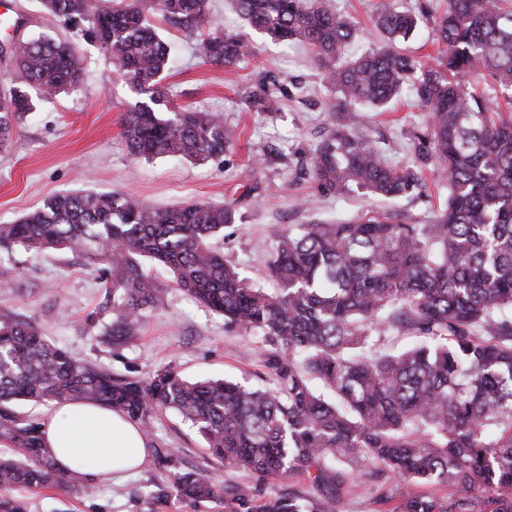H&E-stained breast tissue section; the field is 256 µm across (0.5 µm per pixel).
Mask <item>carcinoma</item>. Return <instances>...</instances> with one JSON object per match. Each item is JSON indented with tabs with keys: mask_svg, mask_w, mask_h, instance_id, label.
<instances>
[{
	"mask_svg": "<svg viewBox=\"0 0 512 512\" xmlns=\"http://www.w3.org/2000/svg\"><path fill=\"white\" fill-rule=\"evenodd\" d=\"M242 27L313 53L337 92L342 123L311 148L305 165L318 193L355 188L383 198L421 194L426 171L448 200L433 224L391 216L351 223L301 224L284 231L267 264L268 293L224 258L219 241L239 217L205 202L156 209L118 192L50 196L12 224L0 245L31 252L68 250L101 266L112 296V343L135 339L143 310L164 302L146 266L168 269L176 287L240 331L262 338L272 388L220 379L191 380L172 366L145 379L115 375L74 357L39 327L0 316V512H29L10 494L22 486L79 493L90 478L61 470L42 442L41 424L17 402L80 401L123 412L146 434L175 412L204 440L212 459L263 479L302 475L256 505L255 488L184 469L172 451L158 456L165 480L150 498L190 505L236 504L246 512H339L353 463L372 481L383 512H512V10L501 0H446L430 14L437 54L429 65L397 41L420 16L386 9L375 24L384 45L345 56L351 22L327 0H234ZM72 36L99 45L115 71L146 100L125 112L122 134L136 158L215 159L232 143L222 116L169 108L159 86L172 64L169 44L149 15L194 35L211 0H42ZM205 61L232 66L243 34L201 39ZM13 77L0 80V150L21 117L80 89L83 69L67 41L23 38ZM479 77V91L470 78ZM430 114L409 155L389 164L361 131L367 107L403 91ZM274 83L253 96L260 112L280 109ZM415 344L377 353L390 333ZM322 385L317 391L312 382ZM401 485L397 495L387 488ZM448 487L446 495L415 491Z\"/></svg>",
	"mask_w": 512,
	"mask_h": 512,
	"instance_id": "carcinoma-1",
	"label": "carcinoma"
}]
</instances>
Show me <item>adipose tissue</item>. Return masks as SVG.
Listing matches in <instances>:
<instances>
[{
    "label": "adipose tissue",
    "instance_id": "ef3b65f1",
    "mask_svg": "<svg viewBox=\"0 0 512 512\" xmlns=\"http://www.w3.org/2000/svg\"><path fill=\"white\" fill-rule=\"evenodd\" d=\"M44 443L63 468L77 467L94 479H114L139 467L148 453L137 423L99 405L55 404L42 420Z\"/></svg>",
    "mask_w": 512,
    "mask_h": 512
}]
</instances>
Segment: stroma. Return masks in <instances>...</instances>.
I'll return each mask as SVG.
<instances>
[{
  "label": "stroma",
  "instance_id": "obj_1",
  "mask_svg": "<svg viewBox=\"0 0 512 512\" xmlns=\"http://www.w3.org/2000/svg\"><path fill=\"white\" fill-rule=\"evenodd\" d=\"M355 26L352 53L374 48L381 35L373 25L388 8L444 5L445 0H336ZM9 18H19L32 36L64 38V31L41 0H10ZM174 63L162 87L174 106L223 115L234 139L224 155L203 163L179 159L134 158L121 135L122 118L137 96L99 46L73 47L84 67V85L60 95L18 124L11 145L0 150V224H11L48 195L64 191L123 192L164 209L186 202H208L236 210L240 221L224 241V256L249 280L267 291L266 263L279 235L296 224L355 220L367 213L398 216L406 224L433 223L447 200L444 185H429L421 196L389 200L358 190L346 195L316 194L299 159L335 125L330 112L333 90L324 86L311 52L292 49L249 32L244 57L230 67L204 62L194 52L195 38L159 25ZM276 81L280 112L263 115L247 108L246 94ZM427 110L402 96L369 110L365 127L391 163L408 154L409 138L424 128ZM165 289L163 306L145 310L140 336L115 346L104 337L111 321L98 268L77 254L21 249L0 251V313L39 326L57 346L116 375L144 378L165 365L186 378L242 379L264 373L259 335H245L222 315L174 288L171 273L150 270ZM143 466L121 483L93 481L79 494L61 488L16 489L29 512H149L148 482L163 477L159 454L178 449L185 467H202L227 483L244 482L248 473L224 468L207 456L203 439L174 414L156 421L147 438Z\"/></svg>",
  "mask_w": 512,
  "mask_h": 512
}]
</instances>
